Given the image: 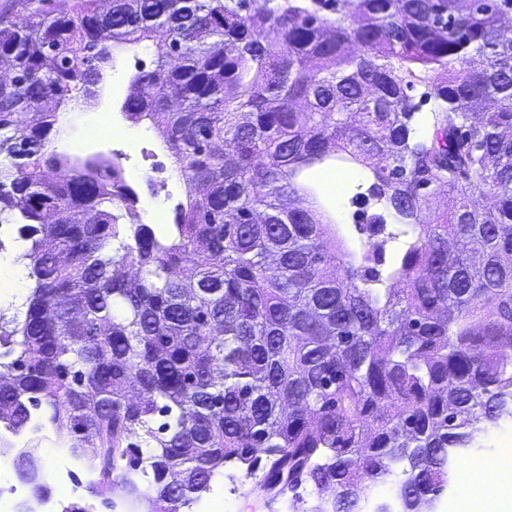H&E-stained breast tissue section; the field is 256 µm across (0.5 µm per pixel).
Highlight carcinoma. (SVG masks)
Returning a JSON list of instances; mask_svg holds the SVG:
<instances>
[{"label": "carcinoma", "instance_id": "1", "mask_svg": "<svg viewBox=\"0 0 512 512\" xmlns=\"http://www.w3.org/2000/svg\"><path fill=\"white\" fill-rule=\"evenodd\" d=\"M352 2L330 22L288 2L11 0L0 212L22 221L35 285L0 337L16 354L0 425L17 435L38 411L36 429H67L101 489L119 472L154 512L263 459L268 491H332L314 512H363L400 468V512H421L477 424L512 418L501 4ZM142 44L152 67L136 70L122 111L151 121L186 184L167 237L120 223L135 198L118 171L48 150L58 111L96 96L106 66ZM330 160L366 169L350 199L364 209L344 225L352 247L337 254L312 178ZM442 188L450 213L431 206ZM145 464L154 481L141 489L128 475ZM16 471L50 495L30 452Z\"/></svg>", "mask_w": 512, "mask_h": 512}]
</instances>
